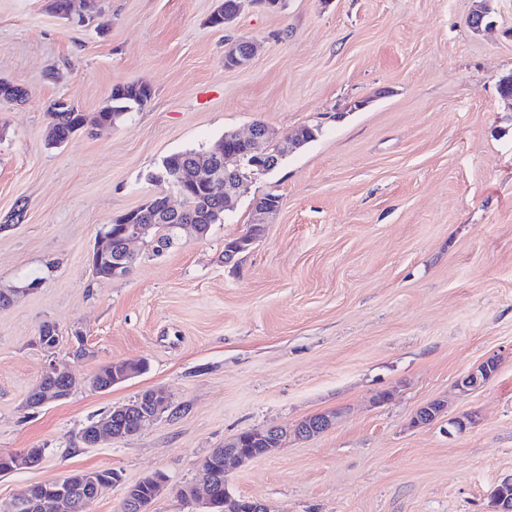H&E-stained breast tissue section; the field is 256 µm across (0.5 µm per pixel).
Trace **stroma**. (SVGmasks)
<instances>
[{"instance_id": "obj_1", "label": "stroma", "mask_w": 512, "mask_h": 512, "mask_svg": "<svg viewBox=\"0 0 512 512\" xmlns=\"http://www.w3.org/2000/svg\"><path fill=\"white\" fill-rule=\"evenodd\" d=\"M50 4L0 0V80L24 91L0 104V452L45 451L0 474V512L80 469L121 477L89 512H121L125 485L154 472L167 484L151 512H194L180 491L212 449L325 412L334 427L243 464L230 491L268 512H491L512 476V100L498 93L512 0H286L226 29L208 22L217 0H74L67 19ZM239 35L257 52L230 68L224 42ZM137 81L146 105L49 145L51 103L91 115ZM258 121L322 131L251 175L207 237L139 248L122 278L93 273L99 228L166 193L149 178L164 157ZM268 194L278 211L225 262ZM46 324L61 337L50 352ZM489 357L495 377L459 394ZM53 360L70 367L69 396L26 408ZM120 360L148 369L88 385ZM148 389L169 396L158 420L83 444V427ZM435 400L445 416L413 426ZM456 418L468 425L449 432Z\"/></svg>"}]
</instances>
